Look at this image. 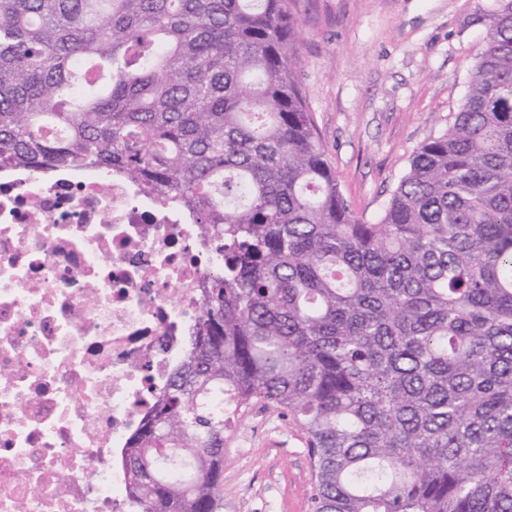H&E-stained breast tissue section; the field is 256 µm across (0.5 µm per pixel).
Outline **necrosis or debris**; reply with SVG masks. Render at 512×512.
Returning a JSON list of instances; mask_svg holds the SVG:
<instances>
[{
  "mask_svg": "<svg viewBox=\"0 0 512 512\" xmlns=\"http://www.w3.org/2000/svg\"><path fill=\"white\" fill-rule=\"evenodd\" d=\"M223 263L120 172L0 169V512H141L124 453Z\"/></svg>",
  "mask_w": 512,
  "mask_h": 512,
  "instance_id": "necrosis-or-debris-1",
  "label": "necrosis or debris"
}]
</instances>
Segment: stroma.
Here are the masks:
<instances>
[{
  "label": "stroma",
  "instance_id": "35a3bbf8",
  "mask_svg": "<svg viewBox=\"0 0 512 512\" xmlns=\"http://www.w3.org/2000/svg\"><path fill=\"white\" fill-rule=\"evenodd\" d=\"M491 0H293L299 80L343 194L372 221L466 93ZM301 429L261 404L224 456V512H311Z\"/></svg>",
  "mask_w": 512,
  "mask_h": 512
}]
</instances>
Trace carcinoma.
Returning a JSON list of instances; mask_svg holds the SVG:
<instances>
[{
	"instance_id": "1",
	"label": "carcinoma",
	"mask_w": 512,
	"mask_h": 512,
	"mask_svg": "<svg viewBox=\"0 0 512 512\" xmlns=\"http://www.w3.org/2000/svg\"><path fill=\"white\" fill-rule=\"evenodd\" d=\"M291 4L0 0V167L119 170L224 252L130 491L223 512L263 403L306 436L312 512H512V0L374 222L316 134Z\"/></svg>"
}]
</instances>
